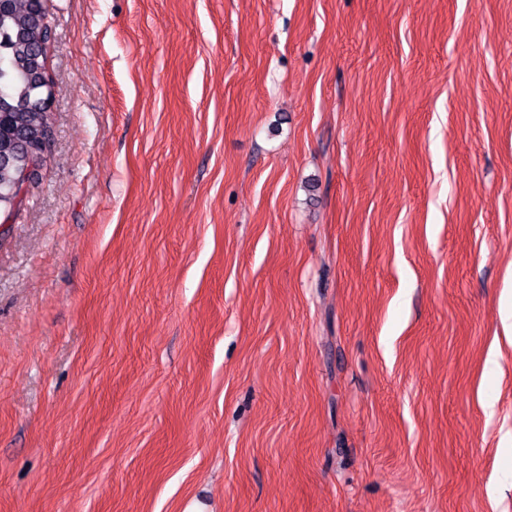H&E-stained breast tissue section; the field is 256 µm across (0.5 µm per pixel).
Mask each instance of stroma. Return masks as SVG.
I'll return each mask as SVG.
<instances>
[{
  "mask_svg": "<svg viewBox=\"0 0 512 512\" xmlns=\"http://www.w3.org/2000/svg\"><path fill=\"white\" fill-rule=\"evenodd\" d=\"M47 7L0 512H512V0Z\"/></svg>",
  "mask_w": 512,
  "mask_h": 512,
  "instance_id": "stroma-1",
  "label": "stroma"
}]
</instances>
